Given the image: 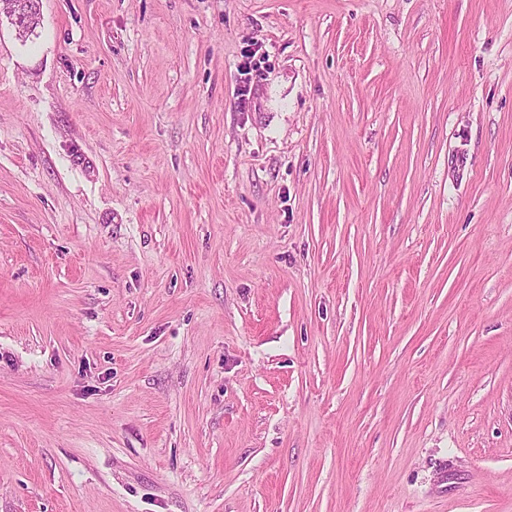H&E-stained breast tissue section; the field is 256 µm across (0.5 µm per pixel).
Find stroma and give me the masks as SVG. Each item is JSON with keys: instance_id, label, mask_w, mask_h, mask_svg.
Listing matches in <instances>:
<instances>
[{"instance_id": "1", "label": "stroma", "mask_w": 512, "mask_h": 512, "mask_svg": "<svg viewBox=\"0 0 512 512\" xmlns=\"http://www.w3.org/2000/svg\"><path fill=\"white\" fill-rule=\"evenodd\" d=\"M0 15V512H512V0Z\"/></svg>"}]
</instances>
